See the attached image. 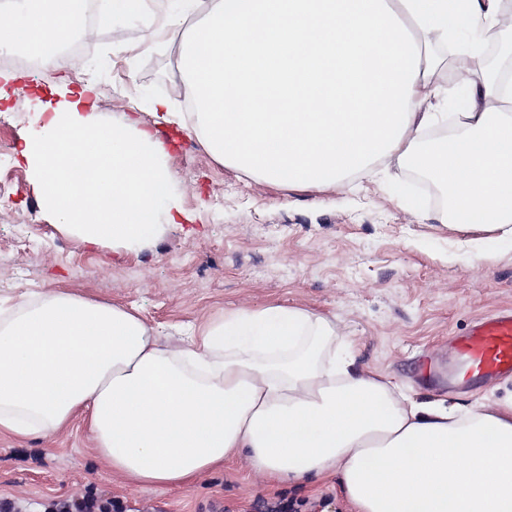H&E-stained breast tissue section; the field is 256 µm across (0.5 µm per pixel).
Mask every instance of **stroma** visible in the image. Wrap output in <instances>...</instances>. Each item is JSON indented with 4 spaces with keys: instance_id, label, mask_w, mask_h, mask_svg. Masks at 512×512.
<instances>
[{
    "instance_id": "stroma-1",
    "label": "stroma",
    "mask_w": 512,
    "mask_h": 512,
    "mask_svg": "<svg viewBox=\"0 0 512 512\" xmlns=\"http://www.w3.org/2000/svg\"><path fill=\"white\" fill-rule=\"evenodd\" d=\"M150 21L146 13L90 29L79 59L55 67L15 48L22 61L5 67L11 80L0 99V306L63 289L137 309L174 345L224 312L294 305L336 318L354 342L356 368L381 372L418 399L474 409L511 394V377L449 385L448 367L454 337L512 307V244L483 238L489 260L465 261L439 222L442 203L394 162L318 191L273 188L217 161L182 125L153 116L157 99L185 107L178 63L189 29L145 45ZM63 75L75 90L96 83L101 123H138L166 146L183 214L145 246L91 245L64 232L30 184L19 146L58 102ZM77 495L120 512H260L262 500L349 512L336 477L261 482L237 460L188 487L128 484L89 448L80 415L53 439L0 435V499L18 512H54Z\"/></svg>"
}]
</instances>
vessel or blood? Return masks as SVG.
Here are the masks:
<instances>
[{
    "label": "vessel or blood",
    "instance_id": "obj_1",
    "mask_svg": "<svg viewBox=\"0 0 512 512\" xmlns=\"http://www.w3.org/2000/svg\"><path fill=\"white\" fill-rule=\"evenodd\" d=\"M461 379L512 376V308L482 317L456 340Z\"/></svg>",
    "mask_w": 512,
    "mask_h": 512
}]
</instances>
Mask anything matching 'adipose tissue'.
<instances>
[{
	"instance_id": "obj_1",
	"label": "adipose tissue",
	"mask_w": 512,
	"mask_h": 512,
	"mask_svg": "<svg viewBox=\"0 0 512 512\" xmlns=\"http://www.w3.org/2000/svg\"><path fill=\"white\" fill-rule=\"evenodd\" d=\"M504 0H214L181 51L190 125L218 160L275 188H336L377 161L430 172L465 258L479 230L512 241V81L486 45L512 41ZM78 0H21L0 51L55 65ZM456 67H449V59ZM450 71L466 111L423 104ZM85 84L20 150L63 229L139 247L181 205L163 145L98 124ZM454 126L437 135L440 119ZM330 317L237 309L180 347L137 313L59 290L0 311V434L46 438L84 414L104 464L129 483L180 487L241 457L257 477L336 475L354 512H512V398L467 412L355 370Z\"/></svg>"
}]
</instances>
